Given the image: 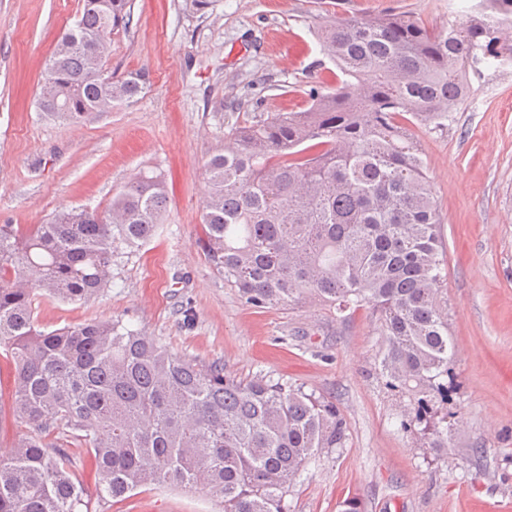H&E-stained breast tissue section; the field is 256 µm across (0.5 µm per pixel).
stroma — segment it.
Instances as JSON below:
<instances>
[{
	"instance_id": "stroma-1",
	"label": "stroma",
	"mask_w": 512,
	"mask_h": 512,
	"mask_svg": "<svg viewBox=\"0 0 512 512\" xmlns=\"http://www.w3.org/2000/svg\"><path fill=\"white\" fill-rule=\"evenodd\" d=\"M462 0H131L107 68L149 80L127 105L79 124L41 119L44 65L83 0H0V224H44L58 211L101 210L140 171L161 172L168 205L154 238L117 246L112 283L88 302L41 300L50 331L119 320L179 355L263 374L333 402L347 423L288 495L291 512H512V70L471 73V96L444 131L416 135L440 218L441 296L456 345V423L446 452H427L399 421L408 393L375 367L380 321L361 307L340 320L311 299L255 309L207 257L204 164L231 127L257 112L308 106L312 77L335 86L321 22L406 12L430 28L466 19ZM91 512H223L219 495L143 486Z\"/></svg>"
}]
</instances>
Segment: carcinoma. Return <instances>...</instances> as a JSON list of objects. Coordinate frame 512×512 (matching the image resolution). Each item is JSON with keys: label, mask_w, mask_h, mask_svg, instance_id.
<instances>
[{"label": "carcinoma", "mask_w": 512, "mask_h": 512, "mask_svg": "<svg viewBox=\"0 0 512 512\" xmlns=\"http://www.w3.org/2000/svg\"><path fill=\"white\" fill-rule=\"evenodd\" d=\"M130 0H84L46 63L37 110L78 123L132 101L148 81L108 82L104 45ZM450 40L406 13L319 25L342 75L313 81L307 109L259 112L224 134L204 164L207 255L254 308L314 298L342 315L370 306L392 387L412 396L426 447H448L455 343L441 300L436 205L413 127L443 129L469 85L467 66L512 59V0H479ZM143 172L103 211L48 224H0V349L14 365L11 410L35 435L0 459V512H90L72 448L97 467L100 494L144 485L220 491L224 512H288L287 496L323 448H341L336 405L265 375L199 365L112 320L45 332L38 299L86 302L112 282L113 249L150 240L167 208Z\"/></svg>", "instance_id": "obj_1"}]
</instances>
